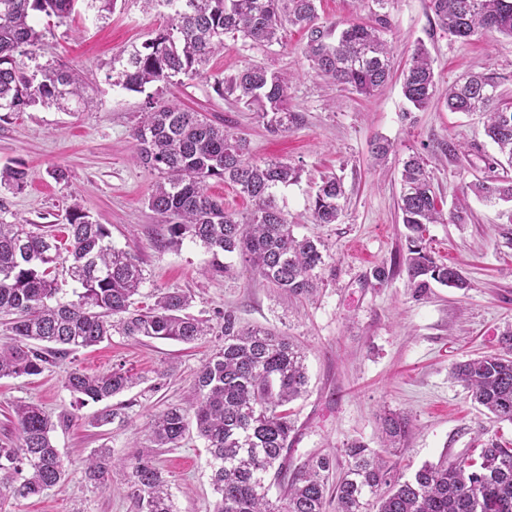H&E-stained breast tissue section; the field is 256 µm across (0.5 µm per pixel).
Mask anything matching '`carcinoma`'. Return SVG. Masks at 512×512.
<instances>
[{"mask_svg": "<svg viewBox=\"0 0 512 512\" xmlns=\"http://www.w3.org/2000/svg\"><path fill=\"white\" fill-rule=\"evenodd\" d=\"M97 15L116 0H0V120L30 107L77 112L84 90L73 70L57 61H38L42 34L38 14L65 24L78 2ZM164 19L156 35L124 50L114 85L143 93L158 83L171 84L204 74L210 58L224 48L230 34L254 45L283 42L288 27L310 33L306 58L317 76L363 96H372L389 80L393 50L384 38L390 25L377 13L368 23H348L339 31L315 25L317 0H143ZM429 8L448 38L467 41L486 32L512 38V0H430ZM290 76L253 64L235 75L216 79L214 89L226 100L244 105L271 134L298 122L290 106ZM403 94L423 109L440 96L451 112H480L485 132L512 166V108L497 103L493 78L471 73L439 89L433 60L419 43L403 70ZM133 158L158 174L148 197L149 209L161 218L164 244L189 237L203 245L211 259L205 277L232 270L226 256L235 254L255 282L293 297L316 291L318 269L325 265L320 241L293 234L278 193L300 183V170L281 160L251 155L246 138L199 112L147 95L146 106L131 130ZM25 166L0 170V188L22 190ZM212 180L233 184L252 208L245 214L224 209L208 194ZM486 202L512 203V179L493 177L469 185ZM341 179L320 177L309 194L316 224H335L342 215ZM400 210L409 232L403 260L414 292L422 294L434 280L465 290L469 282L453 265L437 262L422 246L429 224H462L463 210L439 208L425 159L403 161ZM67 239L18 219L0 217V318L11 342L0 347V378L38 376L78 348H91L117 332L193 343L211 332L208 322L189 312L191 295L158 291L154 302L141 305L142 268L131 253L110 242L104 224L90 219L78 204L66 213ZM65 265L78 284L75 299L57 297V265ZM220 326L224 345L197 371L185 406H172L148 422L152 447L131 463L115 460L102 447L85 460L84 476L105 486L112 466L129 465L127 495L135 512H176L168 480L155 463V449L178 448L190 425L211 456V482L218 494L215 512H512V448L491 441L452 462L425 464L405 479L387 459L389 448L406 436L410 419L398 413L380 418L385 447L353 442L345 448L346 467L329 495L336 457L320 454L292 467L288 438L295 422L288 405L307 391L305 353L289 337L264 327H244L232 310ZM451 375L472 401L500 422L512 423V330L503 334L501 351L455 364ZM135 384L121 368L107 372L71 371L65 387L76 402H103ZM20 443H0V501L40 496L66 479L52 432L56 424L38 405L13 408ZM283 493L269 497L272 487Z\"/></svg>", "mask_w": 512, "mask_h": 512, "instance_id": "carcinoma-1", "label": "carcinoma"}]
</instances>
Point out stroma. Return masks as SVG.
Wrapping results in <instances>:
<instances>
[{
	"label": "stroma",
	"mask_w": 512,
	"mask_h": 512,
	"mask_svg": "<svg viewBox=\"0 0 512 512\" xmlns=\"http://www.w3.org/2000/svg\"><path fill=\"white\" fill-rule=\"evenodd\" d=\"M376 9L375 0H320L318 22L366 20ZM386 12L385 37L394 48L397 73L374 96L316 76L304 54L307 32L299 28L270 47L225 37L223 52L209 61L203 77L157 92L159 99L179 101L246 137L253 157L300 169V185L282 196L294 235L321 239L327 247L312 297L296 299L253 285L241 265L230 276L203 277L210 255L202 245L187 238L160 244L162 225L147 206L156 176L131 158L130 131L145 97L112 83L113 59L154 37L163 23L144 11L141 0H117L115 9L101 16L78 11L61 26L37 17L43 59L73 68L86 84L87 102L78 112L36 106L0 121V168L22 164L35 173L22 191L0 189V212L60 235L68 208L79 204L92 220L107 225L116 247L139 259L142 296L159 288L183 290L193 296L191 314L214 328L223 310L231 309L242 325L292 337L305 348L310 377L307 393L291 406L294 463L330 452L337 466H344V450L352 441L381 446L379 416L393 411L411 420L394 456L399 473L408 478L423 465L488 440L512 442V424L489 419L449 374L452 363L498 349L502 333L512 328V218L467 191L472 182L493 176L498 156L480 113L451 112L437 100L414 109L403 96L399 70L421 43L440 84L468 71L483 72L512 103V38L493 33L451 41L429 0H388ZM253 63L293 76L290 103L301 119L287 133L270 135L253 112L213 89L215 79ZM378 140L390 145L380 162L371 152ZM448 140L462 145L464 155L438 152V144ZM413 153L428 159L444 210L467 206L466 223L431 224L424 235L435 259L462 270L467 290L435 283L418 295L405 271L396 268L407 251L398 208L400 169ZM56 168L65 180L51 177ZM325 173L340 177L345 190L336 224L312 223L308 211L306 192ZM380 267L389 270L387 280L376 279ZM221 343L213 334L191 344L115 334L98 346L72 351L41 375L0 379V442L17 439L15 404H37L56 424L53 438L67 470L62 484L40 496L7 500L0 512H134L125 471L113 469L111 487L97 488L84 479V459L103 445L114 457L132 459L148 444L146 422L186 402L197 370ZM119 367L137 383L109 399L117 416L97 426L100 404H76L65 379L76 369L98 373ZM157 460L176 512H213L217 495L210 455L196 432L180 447L161 449Z\"/></svg>",
	"instance_id": "stroma-1"
}]
</instances>
